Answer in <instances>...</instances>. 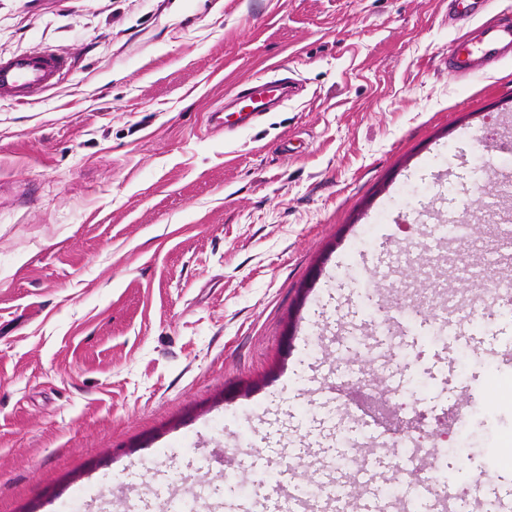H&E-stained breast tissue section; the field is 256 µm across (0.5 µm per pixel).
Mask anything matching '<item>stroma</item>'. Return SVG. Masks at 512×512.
I'll list each match as a JSON object with an SVG mask.
<instances>
[{"label": "stroma", "mask_w": 512, "mask_h": 512, "mask_svg": "<svg viewBox=\"0 0 512 512\" xmlns=\"http://www.w3.org/2000/svg\"><path fill=\"white\" fill-rule=\"evenodd\" d=\"M454 0H0V54L69 58L50 90L0 100V512H110L153 479L254 495L272 424L347 448L389 407L370 332L424 403L463 491L512 466V363L451 347L481 397L464 427L404 248L458 219L512 154L477 142L512 113V62L448 70ZM296 94L231 129L212 114L277 71ZM449 319L510 326L462 273Z\"/></svg>", "instance_id": "1"}]
</instances>
